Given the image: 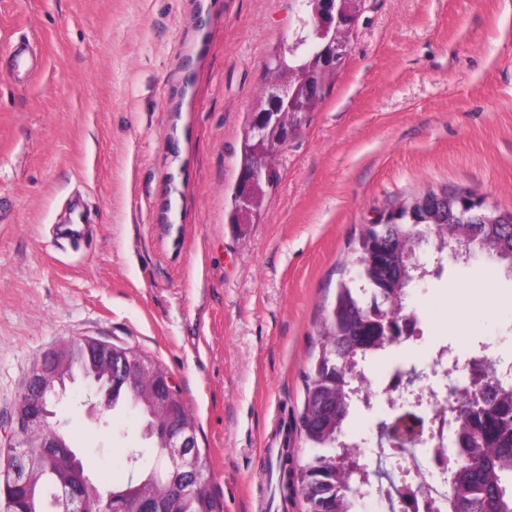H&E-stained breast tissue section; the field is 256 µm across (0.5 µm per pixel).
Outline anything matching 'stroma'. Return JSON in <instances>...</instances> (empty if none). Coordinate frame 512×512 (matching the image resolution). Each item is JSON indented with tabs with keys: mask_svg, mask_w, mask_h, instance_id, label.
I'll use <instances>...</instances> for the list:
<instances>
[{
	"mask_svg": "<svg viewBox=\"0 0 512 512\" xmlns=\"http://www.w3.org/2000/svg\"><path fill=\"white\" fill-rule=\"evenodd\" d=\"M293 0H0V425L62 339L132 347L172 378L197 424L220 512H281L269 468L299 417L319 325L365 225L428 189L512 209V0H366L347 62L279 159L246 234L224 222L239 133ZM34 42L25 77L10 49ZM83 238L62 232L72 209ZM446 259L411 289L420 338L363 372L439 347L512 363V265ZM493 312L453 329L465 301ZM75 384L56 406L89 473L128 475L148 447L131 407L99 415ZM386 397L344 438L372 448Z\"/></svg>",
	"mask_w": 512,
	"mask_h": 512,
	"instance_id": "obj_1",
	"label": "stroma"
}]
</instances>
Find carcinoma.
I'll use <instances>...</instances> for the list:
<instances>
[{
	"instance_id": "cac0c4a2",
	"label": "carcinoma",
	"mask_w": 512,
	"mask_h": 512,
	"mask_svg": "<svg viewBox=\"0 0 512 512\" xmlns=\"http://www.w3.org/2000/svg\"><path fill=\"white\" fill-rule=\"evenodd\" d=\"M319 0H295L297 27L281 41L265 64L264 84L290 81L294 94L309 112L325 97L336 77L329 70L322 83H306L295 79L311 59L315 48L323 44L316 17ZM265 107L264 90H259L254 111L248 113L240 139L239 173L225 206V223L239 233L258 221L264 201L277 186V162L283 147L275 131L261 137L256 129L255 111ZM263 158L270 172L260 174L259 194L246 202L242 179L252 171L258 158ZM395 209L400 220L392 224L375 223L365 227L357 240L351 263L355 276L338 285L334 303L320 324L321 349L311 366L305 383V398L300 413V432L311 449L302 464L281 453L278 465V490L286 493L287 480L298 471L303 476L306 495L305 512H355L356 499L351 487L359 478L360 457L350 452L342 440L348 412L336 415L339 405L350 408L359 394L366 391L365 376L360 369L366 359L381 354L391 342L385 337L380 320L362 313L375 304L379 312L403 306L406 292L414 281H421L435 271L420 268L421 251L441 246L448 251V238L469 250L479 248L490 261L512 262V211L492 209L470 190L430 189L422 194L401 199ZM491 362L473 365L474 378L451 390L455 401L493 391L498 398L491 410L463 419L457 425L456 469L452 470V503L464 512H512V386H493L489 382ZM154 376L133 370L127 382L120 384L121 400L136 407L144 427L153 419L141 402L151 387ZM154 460L143 467L144 451L130 448L127 463L130 476L126 483L106 487L86 476L85 471L69 468L63 460L48 468L45 478L36 479L22 491L23 512H64L66 501H55L57 492H78L91 506L105 509L109 499L132 507L145 490L166 494L167 476L161 449L153 447ZM216 500L208 483L199 485L196 500L184 508L174 505V512H215Z\"/></svg>"
}]
</instances>
